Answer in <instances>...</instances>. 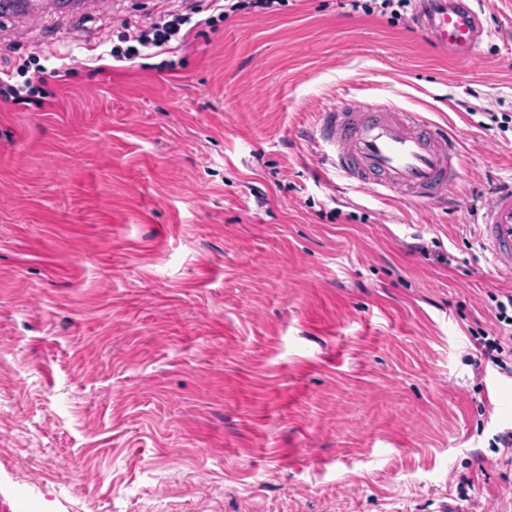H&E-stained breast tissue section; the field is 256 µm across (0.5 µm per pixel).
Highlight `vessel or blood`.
<instances>
[{"mask_svg":"<svg viewBox=\"0 0 512 512\" xmlns=\"http://www.w3.org/2000/svg\"><path fill=\"white\" fill-rule=\"evenodd\" d=\"M414 23L459 60L477 56L489 36L476 0H418ZM314 137L337 174L375 196L397 191L435 203L461 178L459 152L447 130L387 101L332 104L321 113ZM478 214L483 246L512 272V184L493 192Z\"/></svg>","mask_w":512,"mask_h":512,"instance_id":"b4317fda","label":"vessel or blood"}]
</instances>
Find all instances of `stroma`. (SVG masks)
<instances>
[{
    "label": "stroma",
    "mask_w": 512,
    "mask_h": 512,
    "mask_svg": "<svg viewBox=\"0 0 512 512\" xmlns=\"http://www.w3.org/2000/svg\"><path fill=\"white\" fill-rule=\"evenodd\" d=\"M344 2L200 26L161 72L108 53L177 0L0 26V70L44 71L43 108L0 102V512H512V378L465 361L512 290L470 221L512 182V0L465 62ZM343 98L448 129L447 205L323 163Z\"/></svg>",
    "instance_id": "1"
}]
</instances>
